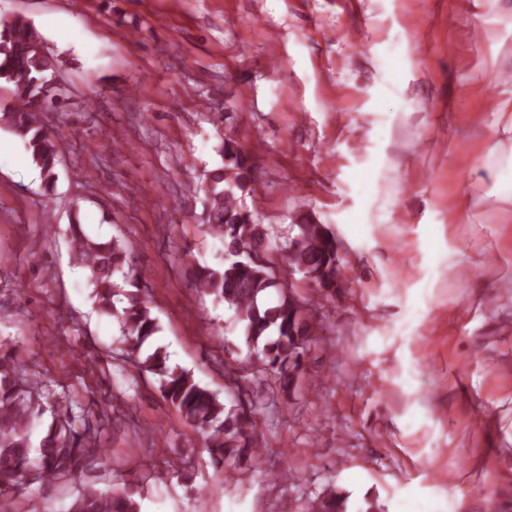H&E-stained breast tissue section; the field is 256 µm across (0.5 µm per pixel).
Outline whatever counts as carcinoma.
Returning <instances> with one entry per match:
<instances>
[{
    "instance_id": "cac0c4a2",
    "label": "carcinoma",
    "mask_w": 512,
    "mask_h": 512,
    "mask_svg": "<svg viewBox=\"0 0 512 512\" xmlns=\"http://www.w3.org/2000/svg\"><path fill=\"white\" fill-rule=\"evenodd\" d=\"M40 40L35 27L20 17L0 28V80L12 85L14 98V105L0 112V124L24 141L50 187L59 158L58 138L38 122L36 113L55 107L62 89L54 79L56 59L41 51ZM222 156L223 164L206 175L203 191L206 230L223 243L224 264L193 266L194 286L233 311L246 345L257 352L260 367L273 375L286 393L301 374L302 358L315 331L282 278L250 253L262 229L242 205L252 166L236 135L224 136ZM292 227L296 234L280 253V270L300 271L321 288H335L339 270L332 228L308 219L295 221ZM71 249L74 260L88 271L98 311L112 315L113 298L120 288L117 276L138 286L137 276L125 269L128 256L124 245L116 238H91L74 222ZM120 323L121 341L140 366L160 377L164 399L191 427L206 435L213 465L228 467L261 454V449L254 447L255 410L225 408L217 394L196 382L188 371L170 367L168 354L161 347L139 358L144 344L159 331L146 301L135 294L129 296ZM49 397L48 385L30 378L12 351L0 344V512H16V489L81 476L101 456V449L88 447L96 430L93 420L73 414L68 407L53 408ZM48 411L51 421L36 440L35 424ZM140 495L134 486L104 491L88 482L66 512H140ZM307 512H349L348 496L331 486L309 501Z\"/></svg>"
}]
</instances>
